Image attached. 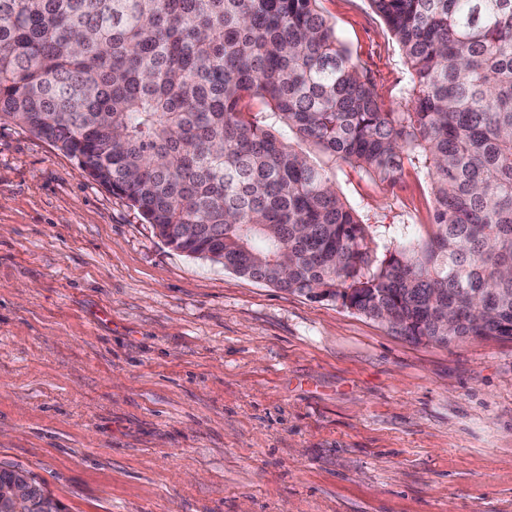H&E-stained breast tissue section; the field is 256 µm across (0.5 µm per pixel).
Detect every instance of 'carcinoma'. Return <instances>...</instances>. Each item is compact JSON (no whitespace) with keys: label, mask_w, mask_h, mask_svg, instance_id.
Wrapping results in <instances>:
<instances>
[{"label":"carcinoma","mask_w":512,"mask_h":512,"mask_svg":"<svg viewBox=\"0 0 512 512\" xmlns=\"http://www.w3.org/2000/svg\"><path fill=\"white\" fill-rule=\"evenodd\" d=\"M320 0H0V121L54 144L183 254L407 340L512 336V0H368L408 72L386 108ZM431 182L371 224L336 168ZM16 491L63 505L27 471Z\"/></svg>","instance_id":"carcinoma-1"}]
</instances>
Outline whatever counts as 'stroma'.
I'll list each match as a JSON object with an SVG mask.
<instances>
[{"label": "stroma", "mask_w": 512, "mask_h": 512, "mask_svg": "<svg viewBox=\"0 0 512 512\" xmlns=\"http://www.w3.org/2000/svg\"><path fill=\"white\" fill-rule=\"evenodd\" d=\"M384 103L368 0H320ZM374 224L427 234L430 183L352 170ZM66 512H512V338L412 343L174 251L77 160L0 123V464Z\"/></svg>", "instance_id": "1"}]
</instances>
